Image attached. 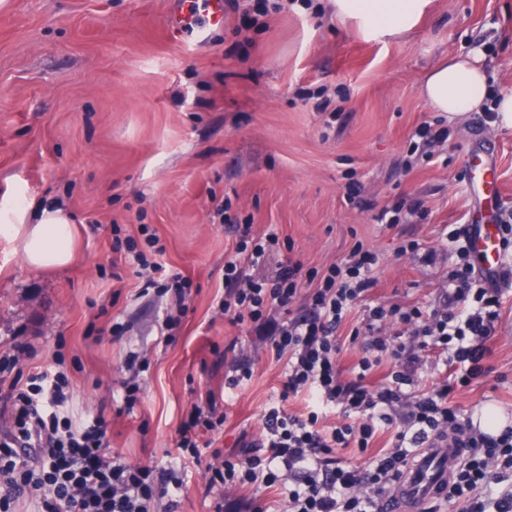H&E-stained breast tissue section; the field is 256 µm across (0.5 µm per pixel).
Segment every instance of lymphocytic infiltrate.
<instances>
[{"label": "lymphocytic infiltrate", "mask_w": 512, "mask_h": 512, "mask_svg": "<svg viewBox=\"0 0 512 512\" xmlns=\"http://www.w3.org/2000/svg\"><path fill=\"white\" fill-rule=\"evenodd\" d=\"M239 230L234 253L224 263V314L268 337L274 354L287 359L285 393L313 394L316 407L303 414L271 408L261 449L214 468L208 489L258 482L272 488L290 475L298 485L288 492V512H377V494L407 466L415 448L428 438H447L464 449L466 458L445 487L446 499L464 503L465 512H512V490L497 496L487 492L498 481L492 465L512 469V426L482 431L470 418L459 417L449 401L457 387L489 375L486 360L493 352L501 306L500 289L490 287L471 264L468 249L459 244V230L448 232L458 246L459 263L448 276L442 309L431 312L417 306H366L378 256L360 243L347 258L312 272L315 286L305 293L297 263L269 278L253 276L252 267L264 264L277 236L253 235L248 224ZM301 296L306 304L297 316L292 306ZM359 306L363 317L352 333H368L372 341L368 356L357 365L356 379L345 381L337 332ZM391 322L412 326L411 339L383 336ZM418 346L445 354L454 376L417 396L399 425L390 411L415 383L411 353ZM29 348L22 336L0 346V404L13 423L12 431L0 436V512H15L23 498L38 501L42 512H151V503L159 498L175 508L168 497L182 488L175 470L125 462L112 449L104 416L77 425L62 414L70 388L66 371L15 374L17 361ZM384 359L393 365L386 382L368 384L367 376ZM338 405L357 416L358 425L325 429L320 409ZM223 424L215 413L192 407L180 429L183 460L198 461L200 434ZM387 431L393 434L390 448L375 449L377 438ZM338 448L370 452L368 466L337 460Z\"/></svg>", "instance_id": "f902f5d3"}]
</instances>
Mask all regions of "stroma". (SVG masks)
Returning <instances> with one entry per match:
<instances>
[{
  "label": "stroma",
  "instance_id": "obj_1",
  "mask_svg": "<svg viewBox=\"0 0 512 512\" xmlns=\"http://www.w3.org/2000/svg\"><path fill=\"white\" fill-rule=\"evenodd\" d=\"M180 0H0V225L62 208L75 226L65 266L27 264L0 234V345L23 333L21 372L63 359L77 419L113 410L112 447L134 465L177 460L182 417L216 399L226 414L184 477L176 512H214L204 493L223 453L260 444L265 414L306 412L283 397L285 362L218 306L224 262L236 246L226 216L275 231L288 261L322 269L361 242L379 257L369 302L440 307L457 260L447 226L479 217L468 159L492 153L512 203V124L472 112L450 119L422 94L429 68L478 51L489 90L512 91V0H433L419 26L369 40L336 20L329 0L279 9L243 24L253 0L224 8L205 46L173 38ZM446 127L432 158L412 155L423 124ZM421 200L423 214L381 222L383 209ZM154 237L166 272L192 283L183 308L142 295L134 258ZM416 248L400 253V245ZM491 373L457 388L462 416L512 422V286L503 288ZM179 312L170 340L158 329ZM119 336H108L113 323ZM143 370L132 412L123 383ZM253 370L235 389L233 367ZM223 512H286L287 496L256 483L224 492Z\"/></svg>",
  "mask_w": 512,
  "mask_h": 512
}]
</instances>
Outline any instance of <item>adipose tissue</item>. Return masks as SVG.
Here are the masks:
<instances>
[{
  "instance_id": "1",
  "label": "adipose tissue",
  "mask_w": 512,
  "mask_h": 512,
  "mask_svg": "<svg viewBox=\"0 0 512 512\" xmlns=\"http://www.w3.org/2000/svg\"><path fill=\"white\" fill-rule=\"evenodd\" d=\"M432 0H332L337 18L354 22L370 39H388L411 31ZM422 93L431 108L449 116L481 110L488 95V78L471 54L449 58L430 69ZM7 234L19 240L23 257L38 268H58L72 258L73 232L67 215L43 210L38 223L11 224Z\"/></svg>"
}]
</instances>
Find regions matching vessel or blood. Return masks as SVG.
Wrapping results in <instances>:
<instances>
[{"label": "vessel or blood", "instance_id": "vessel-or-blood-1", "mask_svg": "<svg viewBox=\"0 0 512 512\" xmlns=\"http://www.w3.org/2000/svg\"><path fill=\"white\" fill-rule=\"evenodd\" d=\"M207 4V18L196 26V42L200 45L209 40L213 29L224 24V0H207ZM470 165L477 175L473 191L481 197L484 208L480 222L470 236L469 246L473 253L482 257L484 271L495 276L506 266H512V254L503 250L498 227L493 222L502 196L495 172L484 157L478 154L471 156ZM461 455V449L456 448L453 442L434 440L408 465L392 491L384 496V512H420L425 503L439 496L452 465Z\"/></svg>", "mask_w": 512, "mask_h": 512}]
</instances>
